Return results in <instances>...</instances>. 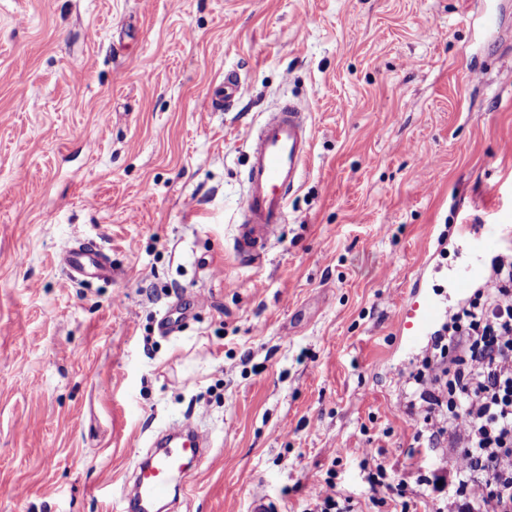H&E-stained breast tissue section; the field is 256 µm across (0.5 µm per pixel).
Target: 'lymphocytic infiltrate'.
Masks as SVG:
<instances>
[{
    "label": "lymphocytic infiltrate",
    "mask_w": 512,
    "mask_h": 512,
    "mask_svg": "<svg viewBox=\"0 0 512 512\" xmlns=\"http://www.w3.org/2000/svg\"><path fill=\"white\" fill-rule=\"evenodd\" d=\"M410 386L403 409L422 426L417 442L453 452L435 512H512V259L498 264L478 299L454 313ZM425 475L390 482L369 474L374 506L415 512Z\"/></svg>",
    "instance_id": "lymphocytic-infiltrate-1"
}]
</instances>
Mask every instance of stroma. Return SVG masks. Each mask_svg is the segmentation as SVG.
<instances>
[{
    "instance_id": "35a3bbf8",
    "label": "stroma",
    "mask_w": 512,
    "mask_h": 512,
    "mask_svg": "<svg viewBox=\"0 0 512 512\" xmlns=\"http://www.w3.org/2000/svg\"><path fill=\"white\" fill-rule=\"evenodd\" d=\"M285 96L312 149L254 267L246 136ZM506 212L512 0H0V512H114L101 486L188 415L212 447L175 512H308L331 481L377 512V464L452 458L402 407L397 313L456 263L423 245ZM77 238L113 281L69 278ZM239 91V79L234 73L224 75V85L216 89L209 105L212 109H224V104L231 103Z\"/></svg>"
}]
</instances>
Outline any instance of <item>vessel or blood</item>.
Wrapping results in <instances>:
<instances>
[{"mask_svg": "<svg viewBox=\"0 0 512 512\" xmlns=\"http://www.w3.org/2000/svg\"><path fill=\"white\" fill-rule=\"evenodd\" d=\"M239 91L236 74L224 76V83L211 97V108L231 103ZM311 123L293 100H286L269 112L261 125L248 134L245 168L247 195L244 221L237 225L232 247L243 263L263 261L286 219L289 196L301 181V169L311 148ZM500 224H462L458 231L470 247L471 259L453 279L456 292L463 293L481 274L482 254L499 242ZM72 281L90 279L109 282L115 276L112 263L101 246L89 240H75L59 257ZM440 306L420 297L404 305L397 314L405 344L417 343L439 319ZM167 441L158 452L146 457L133 470L132 492H121L119 512H154L171 491L188 486L202 470L209 455L210 439L193 418L178 421L166 429Z\"/></svg>", "mask_w": 512, "mask_h": 512, "instance_id": "vessel-or-blood-1", "label": "vessel or blood"}]
</instances>
